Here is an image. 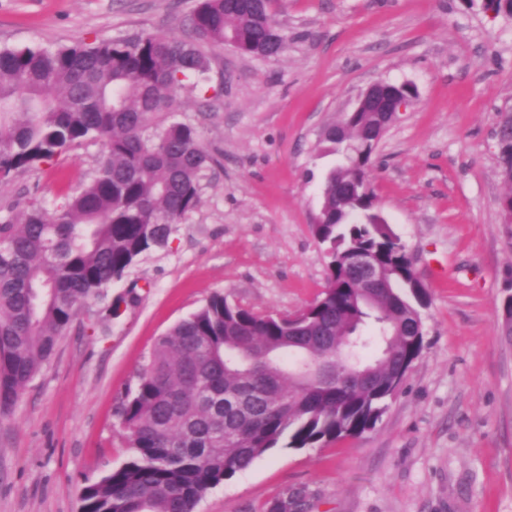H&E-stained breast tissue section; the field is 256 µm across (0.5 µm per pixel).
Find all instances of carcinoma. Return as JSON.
I'll return each instance as SVG.
<instances>
[{
	"label": "carcinoma",
	"mask_w": 512,
	"mask_h": 512,
	"mask_svg": "<svg viewBox=\"0 0 512 512\" xmlns=\"http://www.w3.org/2000/svg\"><path fill=\"white\" fill-rule=\"evenodd\" d=\"M275 0H198L181 36L143 31L94 44L0 49V181L51 163L87 139L105 158L52 209L0 218V414L54 355L87 301L166 244L200 205L217 159L195 127L150 126L175 94L205 79L201 44L271 58L288 35ZM384 128L348 112L324 140L340 157L322 188L317 239L329 258L323 296L297 314L260 316L215 294L159 337L120 408L132 455L81 493V512H196L205 494L269 450L314 448L375 428L424 347L427 294L370 191ZM499 166L512 185V130L499 126ZM369 254L387 286L360 301L348 258ZM359 341L343 361L346 337ZM377 354L364 356L373 343ZM327 363L319 380L301 372ZM297 488L268 512L303 506Z\"/></svg>",
	"instance_id": "cac0c4a2"
}]
</instances>
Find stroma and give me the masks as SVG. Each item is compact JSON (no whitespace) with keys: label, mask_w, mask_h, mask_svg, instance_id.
Masks as SVG:
<instances>
[{"label":"stroma","mask_w":512,"mask_h":512,"mask_svg":"<svg viewBox=\"0 0 512 512\" xmlns=\"http://www.w3.org/2000/svg\"><path fill=\"white\" fill-rule=\"evenodd\" d=\"M197 0H0V47L67 46L143 30L183 34ZM272 59L204 45L205 81L156 126H194L217 159L167 245L85 304L0 416V512H80V493L129 456L118 409L156 340L214 294L291 315L327 286L311 226L338 159L324 130L376 80L410 83L371 186L428 291L425 346L375 429L275 448L197 512H266L295 488L305 512H512V224L496 131L512 109V15L480 0H285ZM101 141L0 181V216L54 207L95 176ZM138 299L126 303L128 292ZM121 315L95 332L106 303Z\"/></svg>","instance_id":"obj_1"}]
</instances>
